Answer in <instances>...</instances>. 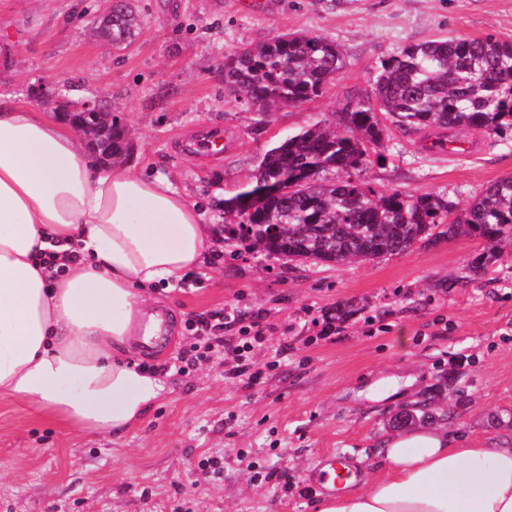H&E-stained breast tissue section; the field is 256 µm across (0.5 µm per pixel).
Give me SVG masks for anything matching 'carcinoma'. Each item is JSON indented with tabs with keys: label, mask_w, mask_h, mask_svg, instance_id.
Wrapping results in <instances>:
<instances>
[{
	"label": "carcinoma",
	"mask_w": 512,
	"mask_h": 512,
	"mask_svg": "<svg viewBox=\"0 0 512 512\" xmlns=\"http://www.w3.org/2000/svg\"><path fill=\"white\" fill-rule=\"evenodd\" d=\"M136 22L131 0H115L112 43L125 44ZM344 66L334 41L282 35L227 57L224 86L268 112L320 96ZM391 124L458 152L467 132L511 129L512 42L451 36L380 61L370 92L345 98L336 129L316 123L266 150L254 180L224 199V213L239 218L224 232L273 255L332 266L399 255L439 237L512 240V177L486 187L452 220L453 203L437 193L381 192L364 180ZM130 155L125 132L112 126V163ZM274 225L287 234H271Z\"/></svg>",
	"instance_id": "obj_1"
}]
</instances>
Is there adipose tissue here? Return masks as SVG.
<instances>
[{"label":"adipose tissue","instance_id":"1","mask_svg":"<svg viewBox=\"0 0 512 512\" xmlns=\"http://www.w3.org/2000/svg\"><path fill=\"white\" fill-rule=\"evenodd\" d=\"M214 242L165 178L97 166L57 120L0 94V395L85 433L123 435L166 390L123 357L148 287L202 270ZM381 470L319 512H512V443L431 429L387 439Z\"/></svg>","mask_w":512,"mask_h":512}]
</instances>
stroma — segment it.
Segmentation results:
<instances>
[{
  "label": "stroma",
  "mask_w": 512,
  "mask_h": 512,
  "mask_svg": "<svg viewBox=\"0 0 512 512\" xmlns=\"http://www.w3.org/2000/svg\"><path fill=\"white\" fill-rule=\"evenodd\" d=\"M132 2L140 24L116 52L100 26L105 0H0V92L32 104V88L66 81L69 99L107 102L135 146L125 170L170 179L219 232L224 197L252 179L270 145L336 122L348 94L370 90L380 60L440 36L512 41V0H274L259 15L235 0ZM292 33L325 36L345 56L320 97L261 115L225 90V55ZM207 133L223 137L222 156L185 150ZM466 139L467 153L455 155L392 130L363 177L464 209L512 176L511 129ZM161 295L164 339L134 362L175 361L192 319L248 312L265 336L251 353L262 383L233 376L219 354L163 373L165 396L118 439L0 395V512H317L322 496L304 474L330 451L376 472L401 411L428 402L445 411L436 427L449 435L512 434V245L421 241L336 267L226 239L204 274ZM326 316L341 328L332 341L318 337ZM204 456L223 460V480L199 467Z\"/></svg>",
  "instance_id": "stroma-1"
}]
</instances>
